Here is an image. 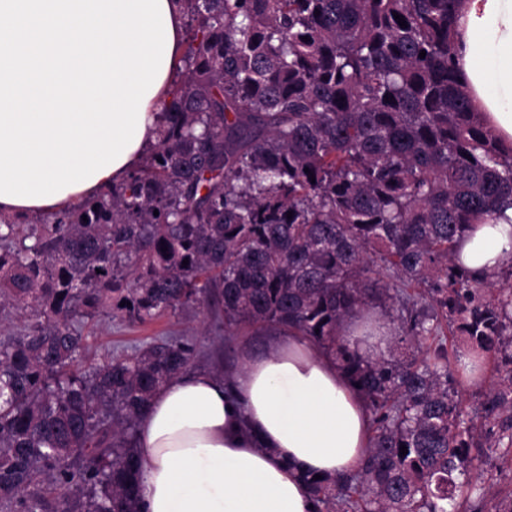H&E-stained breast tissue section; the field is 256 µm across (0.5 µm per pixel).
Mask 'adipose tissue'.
Returning a JSON list of instances; mask_svg holds the SVG:
<instances>
[{
	"mask_svg": "<svg viewBox=\"0 0 512 512\" xmlns=\"http://www.w3.org/2000/svg\"><path fill=\"white\" fill-rule=\"evenodd\" d=\"M455 50L473 108L512 147V0H459ZM163 79L147 102L143 133L119 168L48 204L0 201V213L48 214L122 180L158 137ZM471 274L512 258V208L480 225L456 254ZM370 441L362 395L336 363L296 336H278L264 354L244 351L224 376L186 371L162 386L137 425L142 464L139 512H314L304 474L353 471Z\"/></svg>",
	"mask_w": 512,
	"mask_h": 512,
	"instance_id": "ef3b65f1",
	"label": "adipose tissue"
}]
</instances>
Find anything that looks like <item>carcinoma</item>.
<instances>
[{
	"instance_id": "1",
	"label": "carcinoma",
	"mask_w": 512,
	"mask_h": 512,
	"mask_svg": "<svg viewBox=\"0 0 512 512\" xmlns=\"http://www.w3.org/2000/svg\"><path fill=\"white\" fill-rule=\"evenodd\" d=\"M180 2L182 64L139 167L0 220V310L30 319L0 340V506L138 512V420L197 347L84 367L80 324L202 308L228 337L293 333L360 385L370 448L305 477L316 512H512V485L480 467H512V259L485 279L455 261L512 206V150L454 67L459 0ZM375 309L390 338L365 355L343 331ZM464 351L497 373L469 415Z\"/></svg>"
}]
</instances>
